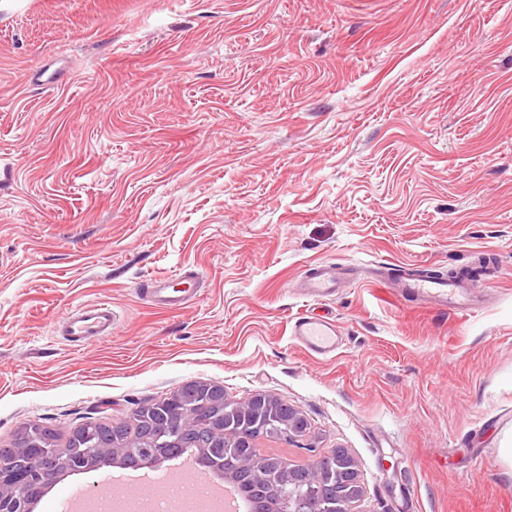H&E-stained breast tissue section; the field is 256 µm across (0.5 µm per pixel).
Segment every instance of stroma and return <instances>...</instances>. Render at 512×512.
I'll return each instance as SVG.
<instances>
[{
    "label": "stroma",
    "mask_w": 512,
    "mask_h": 512,
    "mask_svg": "<svg viewBox=\"0 0 512 512\" xmlns=\"http://www.w3.org/2000/svg\"><path fill=\"white\" fill-rule=\"evenodd\" d=\"M478 265L475 313L387 284ZM190 380L297 409L357 512H512V0H0V448ZM338 280L335 265H316L305 277V294L317 299L330 297L336 293ZM152 284L154 288H151V296L154 301L158 304L165 306H180L188 300L189 295L191 294L193 288L189 284V287L184 290H177L176 292H184L185 294H173L168 292L167 283L169 279L166 280H152ZM116 315L106 302L88 304L72 312L60 325L62 336L73 342H88L112 332ZM292 334L306 351L318 355H327L334 351L338 341L334 321L306 314L295 320Z\"/></svg>",
    "instance_id": "1"
}]
</instances>
